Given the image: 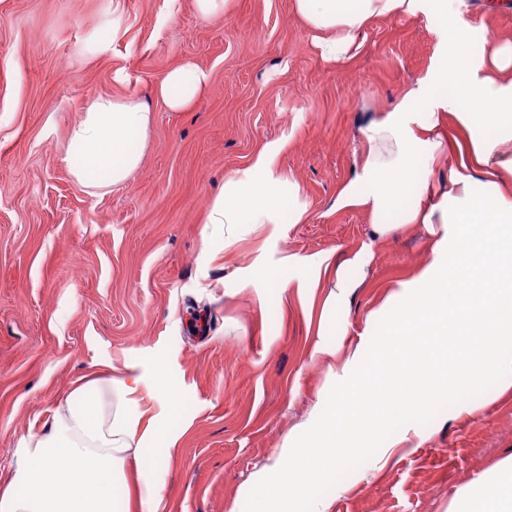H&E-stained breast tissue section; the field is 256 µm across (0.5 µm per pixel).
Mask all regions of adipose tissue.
<instances>
[{
    "mask_svg": "<svg viewBox=\"0 0 512 512\" xmlns=\"http://www.w3.org/2000/svg\"><path fill=\"white\" fill-rule=\"evenodd\" d=\"M295 10L313 33L321 56L339 61L359 47L358 37L375 19L440 16L435 29L448 57L435 74L425 109L413 99L372 120L361 131L362 151L355 178L339 193L337 204L371 218L369 238L350 255L322 253L307 260L286 256L280 267L258 266L243 287L258 297L285 295L292 270L307 263L314 285H325L321 318L336 311V301L353 295L361 283L348 274L373 261L378 243L393 232L382 216L402 208L403 224L424 225L427 261L416 276L397 282L372 309L367 326L393 339L399 356H407L417 337L435 343L460 323L482 332L498 347L490 358L472 356L469 366L448 377L435 375L430 352L418 353L420 381L402 406L405 414H423L433 407L438 387L456 392L476 372L498 375L512 383V49L492 63L467 54L466 45L482 32L481 25L459 19L461 0H294ZM207 77L192 62L172 69L155 93L174 110L194 104L205 92ZM485 109L473 112L469 103ZM454 116L469 130V153L447 185L435 179L452 143L442 124ZM154 115L132 95L92 98L72 123L63 145V160L73 179L85 188L105 192L128 182L140 167ZM283 146L265 145L251 162L228 174L224 190L207 205L212 236L223 235L225 246L236 241L238 224L261 226L304 222L307 206L301 187L279 169ZM414 205L404 207L405 195ZM315 354L334 357L329 381L348 389L347 400L323 393L307 418L289 429L279 448L250 477L226 512H289L306 500L310 512H330L331 501L314 495L312 474L333 476L348 462L355 446L374 437L393 403L374 394L382 379L370 363L367 339L316 345ZM107 378L88 377L55 409L47 428L22 444L16 468L0 491V512H112L110 488L126 485L127 466L140 471L132 512H165L156 482L143 475L145 448L172 440L176 410L172 385L161 371L145 373L133 362L111 367ZM344 415L352 444L336 439V417ZM454 506L465 512H512V459L499 461L479 478L460 488Z\"/></svg>",
    "mask_w": 512,
    "mask_h": 512,
    "instance_id": "ef3b65f1",
    "label": "adipose tissue"
}]
</instances>
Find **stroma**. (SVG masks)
Returning <instances> with one entry per match:
<instances>
[{"mask_svg": "<svg viewBox=\"0 0 512 512\" xmlns=\"http://www.w3.org/2000/svg\"><path fill=\"white\" fill-rule=\"evenodd\" d=\"M461 17L483 27L472 53L512 45V12L462 0ZM439 24L376 20L355 55L327 62L293 0H233L210 19L195 0H0V473L74 382L127 359L179 387L178 445L153 443L146 467L166 512H225L324 390L315 343L366 335L367 313L425 259L421 227L398 228L394 210L395 232L353 273L362 287L325 322L296 291L261 301L239 287L252 265L368 238L370 217L337 207V193L358 171L361 128L447 66ZM186 60L207 89L174 111L153 88ZM133 93L154 113L142 164L121 189L91 193L62 160L69 127L91 98ZM271 142L306 221L241 224L232 248L204 247L210 198ZM469 392L477 418L439 393L430 412L379 432L415 429L420 447L379 469L374 446L315 481L331 512H448L459 487L512 458V389L487 377Z\"/></svg>", "mask_w": 512, "mask_h": 512, "instance_id": "obj_1", "label": "stroma"}]
</instances>
